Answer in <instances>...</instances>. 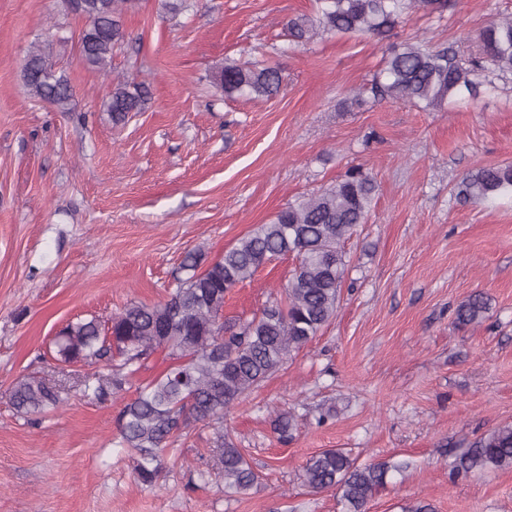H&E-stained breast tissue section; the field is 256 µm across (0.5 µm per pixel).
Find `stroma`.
I'll return each mask as SVG.
<instances>
[{
    "mask_svg": "<svg viewBox=\"0 0 512 512\" xmlns=\"http://www.w3.org/2000/svg\"><path fill=\"white\" fill-rule=\"evenodd\" d=\"M188 2L175 17L161 0L125 15L107 76L81 59L85 21L62 0H0V512H344L335 492L303 482L307 460L328 448L405 463L367 512L420 500L435 512H512V471L451 475L461 448L512 423V200L463 203L454 191L467 172L512 162V76L435 110L353 102L370 98L390 45L476 53L479 32L512 16V0H454L441 20L415 8L390 40L323 34L300 47L285 24L313 14L314 0ZM35 44L67 77L69 111L26 97ZM227 59L278 68L280 93L224 97L213 75ZM117 74L150 91L120 123L102 107ZM353 166L376 196L344 244L335 318L224 420L261 483L226 496L214 429L195 423L155 486L137 485L117 417L169 366L166 350L99 403L80 392L90 366L53 360L57 332L166 300L187 252L218 260ZM296 263L285 256L235 288L225 318L283 297ZM476 291L490 298L486 319L457 325L456 306ZM23 375L61 387L66 405L17 415L8 389ZM283 411L296 419L285 441L271 425Z\"/></svg>",
    "mask_w": 512,
    "mask_h": 512,
    "instance_id": "35a3bbf8",
    "label": "stroma"
}]
</instances>
